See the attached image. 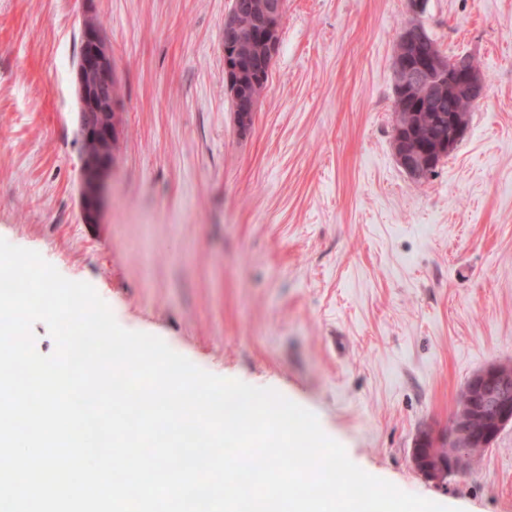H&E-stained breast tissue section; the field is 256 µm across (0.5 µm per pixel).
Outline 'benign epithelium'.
I'll return each instance as SVG.
<instances>
[{"mask_svg": "<svg viewBox=\"0 0 512 512\" xmlns=\"http://www.w3.org/2000/svg\"><path fill=\"white\" fill-rule=\"evenodd\" d=\"M259 28L245 29L238 14L231 9L224 16L223 48L224 75L230 94L232 111L241 113V131L253 124L258 99L245 100L238 94L241 72L237 59L238 47L245 41L260 45V68L268 72L278 54L283 19L282 0H259ZM427 66L441 75L440 83L430 76L423 79L430 94L448 93V98L459 97L471 104L485 94L482 74L467 56H441L428 61ZM396 102L394 104L393 149L396 159L415 181L431 176L435 160L451 153L468 132V125L460 121L453 109H448V138L436 144L428 156L411 146L405 131L413 124L416 113L405 110L402 101L407 86L417 80V74L402 55L392 62ZM78 99V135L82 144H93L95 150L83 153L80 169V218L85 224H99L107 192V180L115 165L112 145L119 138L117 100L112 96L116 71L112 50L108 45L103 24L92 12L84 15L81 27L79 59L74 70ZM475 403L473 413H461L448 424L446 459L436 466L421 470L431 480H442L470 465L468 448L478 443L491 444L505 426L512 424V363H493L475 373L465 385Z\"/></svg>", "mask_w": 512, "mask_h": 512, "instance_id": "1", "label": "benign epithelium"}]
</instances>
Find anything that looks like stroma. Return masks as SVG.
<instances>
[{"label":"stroma","mask_w":512,"mask_h":512,"mask_svg":"<svg viewBox=\"0 0 512 512\" xmlns=\"http://www.w3.org/2000/svg\"><path fill=\"white\" fill-rule=\"evenodd\" d=\"M231 0H0V237L90 283L125 329L313 412L350 460L453 512H512V424L465 472L416 468L467 380L512 362V0H288L254 124L224 81ZM123 93L101 224L82 223L85 9ZM479 61L434 178L392 147L398 33Z\"/></svg>","instance_id":"obj_1"}]
</instances>
